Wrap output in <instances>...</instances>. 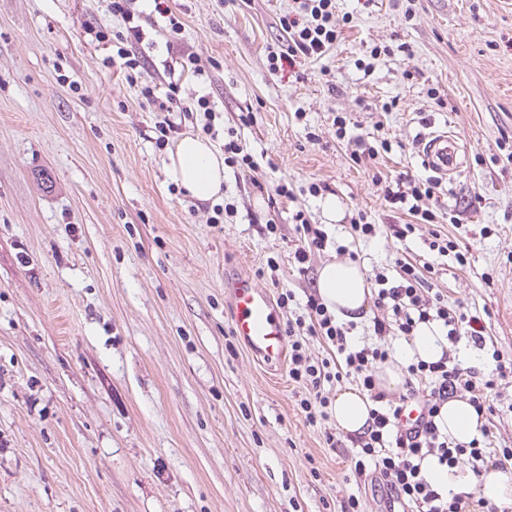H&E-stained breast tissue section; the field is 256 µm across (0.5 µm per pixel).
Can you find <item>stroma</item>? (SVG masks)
<instances>
[{
  "label": "stroma",
  "instance_id": "obj_1",
  "mask_svg": "<svg viewBox=\"0 0 512 512\" xmlns=\"http://www.w3.org/2000/svg\"><path fill=\"white\" fill-rule=\"evenodd\" d=\"M167 5L184 28L172 41L164 18L145 25L144 79L168 83L171 44L205 59L180 94L208 95L216 119L207 133L183 121L181 134L219 149L241 140L261 164L254 176L226 166L223 194L205 203L167 179L140 83L84 33L124 30L104 0H0V512H343L352 496L382 512L350 448L327 447L334 422L305 421L306 388L232 336L224 279L270 288L257 271L274 259L296 295L278 315L297 317L363 217L380 227L353 243L367 270L430 264L449 308L484 322L482 370L493 354L512 359V162L500 148L512 0H336L351 21L341 39L276 70L294 0ZM339 115L389 150L354 163ZM444 129L462 136L464 161L421 203L435 223L418 224L385 188L403 171L429 177L416 141ZM283 183L295 201L278 196ZM299 210L334 242L303 273ZM435 232L468 247L466 264L429 250ZM482 421L491 453L512 448V378Z\"/></svg>",
  "mask_w": 512,
  "mask_h": 512
}]
</instances>
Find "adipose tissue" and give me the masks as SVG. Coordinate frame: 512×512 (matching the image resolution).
Instances as JSON below:
<instances>
[{
    "label": "adipose tissue",
    "mask_w": 512,
    "mask_h": 512,
    "mask_svg": "<svg viewBox=\"0 0 512 512\" xmlns=\"http://www.w3.org/2000/svg\"><path fill=\"white\" fill-rule=\"evenodd\" d=\"M165 172L173 183L201 202L215 199L224 187V157L211 141L198 135H187L177 141L168 152ZM317 293L327 309L344 323L364 320L372 300L365 268L350 260L324 264L318 276ZM447 348L448 340L437 323L419 324L410 340L401 342L394 354L378 365L375 373L378 389L406 390L408 362L439 360ZM373 406L365 392L353 386L342 388L331 409L337 429L349 436L363 434ZM434 423L440 433L462 443L480 435L479 415L468 400L460 397L443 403ZM422 470L428 481L443 493H459L474 487L492 502L512 495V471L490 468L476 475L464 467L440 465L432 456L423 461Z\"/></svg>",
    "instance_id": "obj_1"
}]
</instances>
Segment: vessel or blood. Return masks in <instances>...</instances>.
Listing matches in <instances>:
<instances>
[{
    "instance_id": "b4317fda",
    "label": "vessel or blood",
    "mask_w": 512,
    "mask_h": 512,
    "mask_svg": "<svg viewBox=\"0 0 512 512\" xmlns=\"http://www.w3.org/2000/svg\"><path fill=\"white\" fill-rule=\"evenodd\" d=\"M462 148L459 134L442 130L424 137L419 153L427 168L445 176L459 167ZM230 295L235 336L262 363H281L286 351L285 329L270 293L240 275L231 279Z\"/></svg>"
}]
</instances>
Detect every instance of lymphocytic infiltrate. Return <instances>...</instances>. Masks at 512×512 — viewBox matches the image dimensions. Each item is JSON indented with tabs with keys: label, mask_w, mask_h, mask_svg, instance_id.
Masks as SVG:
<instances>
[{
	"label": "lymphocytic infiltrate",
	"mask_w": 512,
	"mask_h": 512,
	"mask_svg": "<svg viewBox=\"0 0 512 512\" xmlns=\"http://www.w3.org/2000/svg\"><path fill=\"white\" fill-rule=\"evenodd\" d=\"M137 0H109L108 10L112 16L127 21L125 44L118 47L117 56L129 71H137L144 65L143 53L134 52V44L142 40L143 30L135 25ZM295 14L282 18L281 25L288 35V54L318 59L336 43L340 34L336 19V0H297ZM142 95L155 107L157 134L155 144L164 147L176 125L171 113H182L190 118L195 114L211 117L213 109L207 97L179 95L176 83H168L165 93H158L156 84L147 83L141 88ZM436 180L419 179L402 173L393 187L387 188L386 196L391 204L406 207L410 214L424 223H434L432 211L422 208L424 199L434 195ZM395 277L378 272L373 276V305L379 315L373 321V332L377 338L395 334L412 336L418 324L438 323L453 345L460 336H469L475 344H482L485 326L479 316L466 315L450 309L443 295L432 292L421 270L412 262L399 259L395 262ZM351 327L338 322L328 311L318 295H308L306 313L286 324L290 346L289 378L305 386L307 397L299 402V408L310 425L327 419L331 405L328 388L334 383L351 377L358 380L378 407L373 410V422L366 432L354 437L352 445L354 472L365 474L374 470L379 486L386 494V507L393 512L395 506H414L418 512H465L462 497L447 496L425 479L421 462L426 457H436L440 464L457 466L461 460L481 461L484 454L481 440H472L463 445L438 433L433 419L441 403L448 397L467 392L477 412H485L489 391L497 387L500 380L512 376V361H497L489 375L476 376L475 372L459 367L456 352L451 348L441 359L427 363H411L407 371L418 381H427L432 389L423 401V417L416 431L399 433L398 419L402 403L388 399L378 390L375 369L389 357L382 346H353L348 342ZM322 340L330 350L329 357L318 359L308 352L310 339Z\"/></svg>",
	"instance_id": "obj_1"
}]
</instances>
